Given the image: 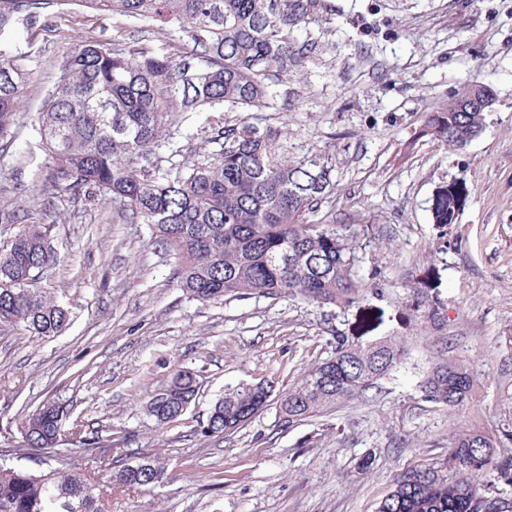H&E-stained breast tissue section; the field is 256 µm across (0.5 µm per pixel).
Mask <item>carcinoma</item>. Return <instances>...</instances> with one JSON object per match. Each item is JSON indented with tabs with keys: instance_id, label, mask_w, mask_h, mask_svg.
<instances>
[{
	"instance_id": "cac0c4a2",
	"label": "carcinoma",
	"mask_w": 512,
	"mask_h": 512,
	"mask_svg": "<svg viewBox=\"0 0 512 512\" xmlns=\"http://www.w3.org/2000/svg\"><path fill=\"white\" fill-rule=\"evenodd\" d=\"M62 0H0V34L17 20L33 24ZM132 21L175 28L189 50L174 57L129 45L85 42L60 65L38 114V131L67 191L93 187L119 199L130 224H149L155 242L176 259L174 276L193 299L282 295L319 306L359 299L365 284L353 271L351 236L317 216L333 193L332 161L288 157L277 135L246 121L212 132L219 150L176 170L150 171L151 156L175 112L225 105L242 112L270 109L288 70L306 63L313 45L297 44L318 0H80ZM28 56L0 48V141L14 134ZM426 123L435 140L463 148L483 130V113L461 112L452 101L431 107ZM57 265L41 224H20L0 246V324L31 336L63 333L70 312L38 286V273ZM435 331L439 307L421 297L410 306ZM332 355L305 369L280 396L288 421L313 417L353 398L402 364L406 349L386 339L361 346L335 336ZM477 377L466 363L442 354L421 382L425 396L450 408L473 397ZM199 381L178 371L148 400L161 423L185 414ZM270 395L249 385L227 387L211 408L205 436L237 430L267 406ZM64 410L46 403L22 417L23 451L55 448ZM494 470L481 485L477 473ZM109 484L147 487L167 475L162 458L145 456L117 470ZM512 486V454L479 430H465L443 455L404 468L374 512H485L487 500ZM96 483L65 459L34 471L0 458V512H105Z\"/></svg>"
}]
</instances>
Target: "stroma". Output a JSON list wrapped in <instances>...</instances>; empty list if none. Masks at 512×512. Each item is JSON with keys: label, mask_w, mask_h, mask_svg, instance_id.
<instances>
[{"label": "stroma", "mask_w": 512, "mask_h": 512, "mask_svg": "<svg viewBox=\"0 0 512 512\" xmlns=\"http://www.w3.org/2000/svg\"><path fill=\"white\" fill-rule=\"evenodd\" d=\"M307 32L316 53L272 109L174 114L154 161L166 169L213 153V129L242 119L278 133L289 156L328 155L336 189L320 214L353 236L366 284L344 307L288 295L196 301L177 285L174 256L150 225L127 223L121 201L55 186L35 125L62 60L85 40L177 56L180 33L73 5L0 34V47L27 52L29 69L16 136L0 142V209L48 225L59 264L41 286L70 311L58 336L0 330V449L23 448L24 414L59 404L60 450L102 485L108 512H373L403 467L441 454L451 436L500 437L512 424V0H320ZM472 81L496 96L482 133L462 148L437 144L430 106ZM414 295L441 309V331L409 309ZM336 335L401 340L408 355L367 391L286 421L278 395L330 356ZM443 351L478 377L459 409L420 389ZM179 370L196 374L199 394L158 423L146 402ZM260 381L273 394L263 411L203 435L225 387ZM94 436L111 439L117 467L163 457L166 480L108 487L81 444Z\"/></svg>", "instance_id": "35a3bbf8"}]
</instances>
